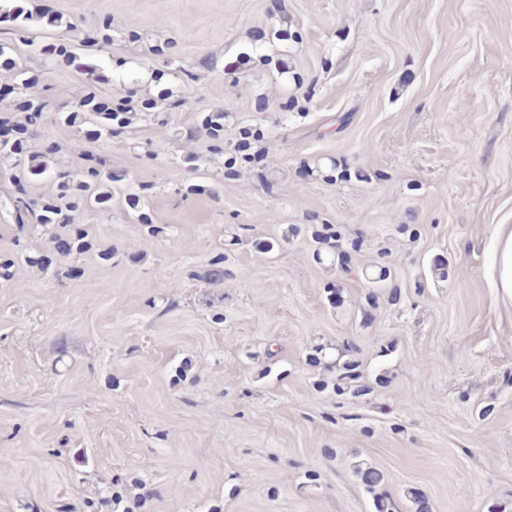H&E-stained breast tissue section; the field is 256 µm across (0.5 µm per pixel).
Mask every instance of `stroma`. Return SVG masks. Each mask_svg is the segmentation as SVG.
<instances>
[{"label":"stroma","instance_id":"35a3bbf8","mask_svg":"<svg viewBox=\"0 0 512 512\" xmlns=\"http://www.w3.org/2000/svg\"><path fill=\"white\" fill-rule=\"evenodd\" d=\"M37 3L80 25L139 23L192 62L231 57L268 0ZM287 4L302 35L290 61L319 79L304 114L277 124L264 72L209 76L174 117L189 126L224 103L229 139L265 121L262 166L204 175L218 197L170 195L190 174L169 161L168 128L141 127L164 158L151 165L50 125L64 164L90 152L160 184L157 232L117 196L79 216L86 252L0 281V512H374L360 466L383 472L400 512L413 491L432 512H512V306L486 275L493 226L512 224V0ZM326 157L371 181L302 176ZM309 213L358 244L341 304L308 235L273 256L253 246ZM221 251L230 277L198 280ZM440 257L444 280L430 273ZM373 264L390 268L397 303L369 308L359 270ZM339 359L358 361L368 398L336 396Z\"/></svg>","mask_w":512,"mask_h":512}]
</instances>
